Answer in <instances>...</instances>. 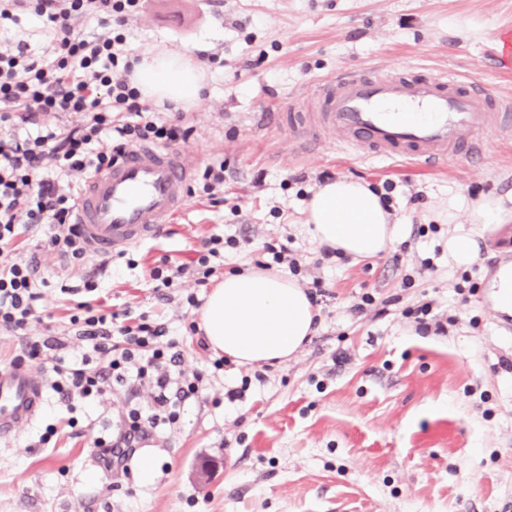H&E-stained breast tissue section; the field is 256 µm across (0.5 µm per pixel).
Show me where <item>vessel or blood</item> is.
I'll return each instance as SVG.
<instances>
[{
	"instance_id": "obj_1",
	"label": "vessel or blood",
	"mask_w": 512,
	"mask_h": 512,
	"mask_svg": "<svg viewBox=\"0 0 512 512\" xmlns=\"http://www.w3.org/2000/svg\"><path fill=\"white\" fill-rule=\"evenodd\" d=\"M316 113L286 115L301 143L332 134L336 147L372 159L431 166L455 156L481 157L483 132H512V101L455 74L391 76L344 71L318 82ZM193 167L183 151L132 146L80 187L75 221L90 253L108 257L160 235L188 201ZM42 385L31 369L0 372V436L39 413Z\"/></svg>"
}]
</instances>
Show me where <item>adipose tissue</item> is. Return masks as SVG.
I'll return each instance as SVG.
<instances>
[{
  "label": "adipose tissue",
  "instance_id": "obj_1",
  "mask_svg": "<svg viewBox=\"0 0 512 512\" xmlns=\"http://www.w3.org/2000/svg\"><path fill=\"white\" fill-rule=\"evenodd\" d=\"M131 79L142 97L156 105L196 104L207 75L180 54L161 50L136 67ZM473 224H508L512 209L492 195L449 197L441 214L453 224L459 212ZM316 240L345 254L368 258L386 251L400 228L367 184L340 178L319 186L306 208ZM315 310L296 282L252 270L217 282L199 316L212 351L239 365L275 364L288 359L314 331Z\"/></svg>",
  "mask_w": 512,
  "mask_h": 512
}]
</instances>
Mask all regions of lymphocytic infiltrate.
<instances>
[{
  "instance_id": "f902f5d3",
  "label": "lymphocytic infiltrate",
  "mask_w": 512,
  "mask_h": 512,
  "mask_svg": "<svg viewBox=\"0 0 512 512\" xmlns=\"http://www.w3.org/2000/svg\"><path fill=\"white\" fill-rule=\"evenodd\" d=\"M140 7L141 0H0V23L17 22L22 10L50 34L39 51L23 40L0 41V332L25 340L13 365L50 362L51 389L61 399H94L115 385L149 390V405H128L117 432L94 442L102 469L113 475L129 474L139 443L180 420L205 374L185 369L166 324L128 310L117 318L84 301L60 333L31 335L44 282L36 259L18 254L16 240L20 227L43 224L44 249L82 261L87 249L74 223V175L111 165L130 146L187 141V130L153 115L129 79L136 58L120 28ZM76 20L85 32H75ZM48 112H73L81 122L48 128L39 123ZM236 244L213 235L192 264L161 259L149 271L159 300H171L178 279L207 285L225 248Z\"/></svg>"
}]
</instances>
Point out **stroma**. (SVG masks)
<instances>
[{
    "mask_svg": "<svg viewBox=\"0 0 512 512\" xmlns=\"http://www.w3.org/2000/svg\"><path fill=\"white\" fill-rule=\"evenodd\" d=\"M508 29L512 0H143L123 27L132 54H182L207 75L201 100L171 113L189 131L187 207L124 257L91 255L75 267L42 248L44 228L23 229L18 244L37 255L49 283L43 324L65 326L89 300L104 313L128 309L178 328L198 316L186 295L203 300L208 291L186 281L173 301H159L149 270L164 256L191 262L205 238L225 233L240 243L224 268L240 272L262 259L264 244L291 238L305 267L301 287L317 277L326 290L318 328L243 399L225 393L252 379L253 367L225 366L187 402L183 423L137 449L130 476L117 482L93 441L112 431L120 403L109 393L67 403L45 390L36 419L0 438V512H512V315L489 300L492 276L512 262V223L473 225L479 257L461 270L447 250L458 227L437 222L452 194L512 198V133L484 134L479 161L422 169L337 151L328 136L299 144L277 120L344 70L449 72L512 100V70L494 52ZM217 164L220 204L203 179ZM326 173L392 183L401 234L389 251L321 263L305 205ZM427 257L434 271L417 275ZM465 274L478 285L466 300L455 291ZM365 293L391 300L389 313L352 314ZM427 301L448 316L444 332L403 317ZM58 423L63 431L40 444ZM147 456L154 475L142 482L136 471Z\"/></svg>",
    "mask_w": 512,
    "mask_h": 512,
    "instance_id": "obj_1",
    "label": "stroma"
}]
</instances>
